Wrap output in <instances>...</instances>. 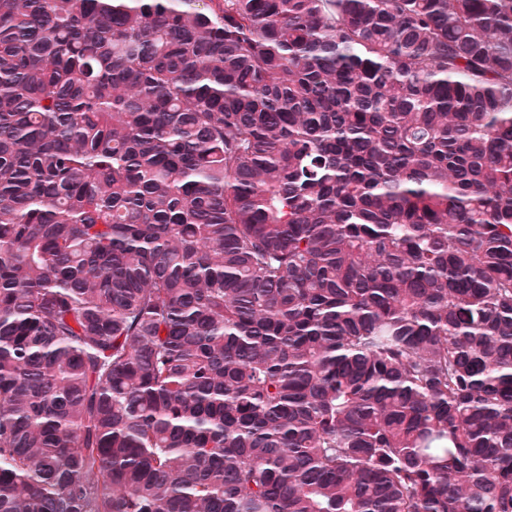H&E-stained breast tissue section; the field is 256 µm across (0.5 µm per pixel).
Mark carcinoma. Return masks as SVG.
<instances>
[{"mask_svg": "<svg viewBox=\"0 0 512 512\" xmlns=\"http://www.w3.org/2000/svg\"><path fill=\"white\" fill-rule=\"evenodd\" d=\"M0 512H512V0H0Z\"/></svg>", "mask_w": 512, "mask_h": 512, "instance_id": "1", "label": "carcinoma"}]
</instances>
